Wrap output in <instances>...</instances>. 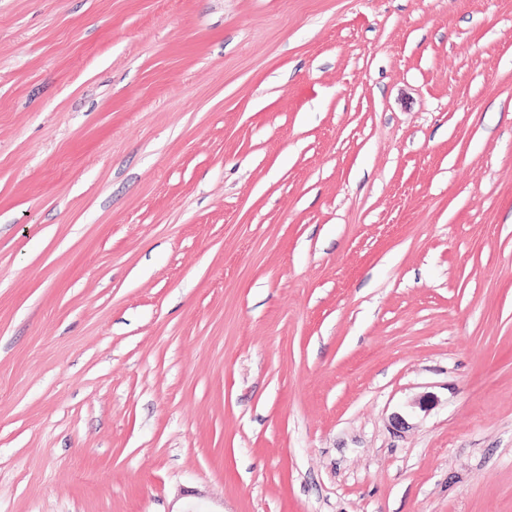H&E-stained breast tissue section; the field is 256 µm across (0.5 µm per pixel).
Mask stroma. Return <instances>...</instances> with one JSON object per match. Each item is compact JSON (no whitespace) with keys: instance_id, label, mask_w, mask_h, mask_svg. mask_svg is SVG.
<instances>
[{"instance_id":"stroma-1","label":"stroma","mask_w":512,"mask_h":512,"mask_svg":"<svg viewBox=\"0 0 512 512\" xmlns=\"http://www.w3.org/2000/svg\"><path fill=\"white\" fill-rule=\"evenodd\" d=\"M0 512H512V0H0Z\"/></svg>"}]
</instances>
